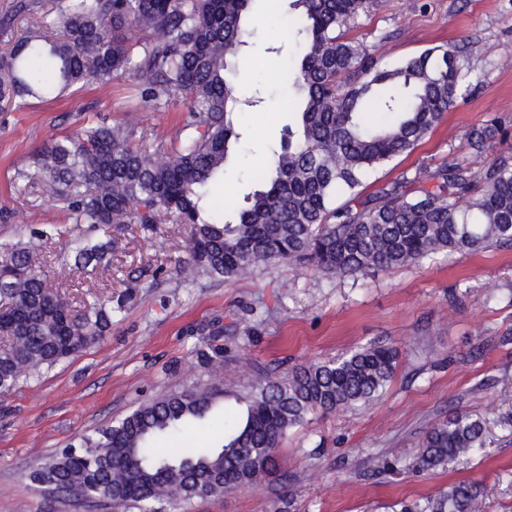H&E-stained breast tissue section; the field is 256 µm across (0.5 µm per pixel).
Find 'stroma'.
<instances>
[{"label": "stroma", "mask_w": 512, "mask_h": 512, "mask_svg": "<svg viewBox=\"0 0 512 512\" xmlns=\"http://www.w3.org/2000/svg\"><path fill=\"white\" fill-rule=\"evenodd\" d=\"M0 0V52L36 25L53 0L31 13ZM289 0H250L252 33L236 60L244 104L238 117L242 151L224 171V198L247 204L264 166L294 114L269 109L280 100L290 49L284 37ZM382 64L392 66L435 46L462 47L466 96L411 153L371 170L366 193L385 183L424 179L451 161L483 167L512 153V0H370L345 30ZM188 117L186 101L156 110L133 74L106 89L88 85L53 101L0 109V242L25 247L51 293H66L74 312L91 299L112 301V328L73 357L20 379L0 393V512H138L105 498L52 497L32 473L83 434L111 424L145 400L221 383L246 393L258 374L325 360L373 341L398 349L399 365L383 396L367 408L314 413L282 442L278 471L255 489L190 503L167 512H393L460 480L482 492L472 512H512V247L477 253L438 252L423 262L353 279L279 263L224 282L175 272L187 256L189 228L162 219L154 229L115 224L97 230L112 257L94 270L74 269L67 242L87 232L69 223L43 193L33 154L50 138L93 121L134 123L147 143L169 144ZM496 120L500 132L483 152L468 130ZM52 225V238L36 231ZM224 409L176 438L178 448L221 446ZM489 420L479 454L429 473L410 464L419 443L449 412ZM399 462L373 475L372 457Z\"/></svg>", "instance_id": "obj_1"}]
</instances>
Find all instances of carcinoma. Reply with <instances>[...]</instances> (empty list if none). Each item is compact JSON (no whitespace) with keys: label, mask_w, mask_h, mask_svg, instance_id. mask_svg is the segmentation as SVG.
Instances as JSON below:
<instances>
[{"label":"carcinoma","mask_w":512,"mask_h":512,"mask_svg":"<svg viewBox=\"0 0 512 512\" xmlns=\"http://www.w3.org/2000/svg\"><path fill=\"white\" fill-rule=\"evenodd\" d=\"M249 0H55L54 14L0 54V106L58 98L74 87L100 88L132 72L158 109L181 95L190 120L178 142L150 148L132 128L86 125L53 138L35 155L43 190L72 223L153 227L163 216L190 227L189 258L176 271L233 281L288 262L336 278L413 265L440 251L476 252L512 245V154L483 168L450 162L430 174L433 185L410 194L392 181L362 195L366 174L412 152L456 106L462 71L457 52L436 46L388 68L341 29L369 0H292L298 14L288 39L298 52L285 71L286 106L301 103L296 129L270 151L262 189L226 221L214 189L240 139L241 99L230 70L246 44ZM375 102L388 114L369 120ZM495 126L467 133L486 149ZM349 199L336 203L339 191ZM110 241H71L74 266L107 260ZM112 307L92 302L75 317L61 295L46 291L25 249L0 243V393L101 339ZM398 351L382 342L293 368L284 382L266 375L224 417L219 448L176 453L166 447L181 428L201 422L224 398L219 384L172 393L140 405L79 446L65 448L33 475L55 477L54 494L106 491L119 505L156 512L162 501L255 487L280 467L279 448L310 414L374 402L392 381ZM485 417L456 412L434 423L412 469L432 471L468 459L484 446ZM481 493L461 481L402 512H471Z\"/></svg>","instance_id":"1"}]
</instances>
